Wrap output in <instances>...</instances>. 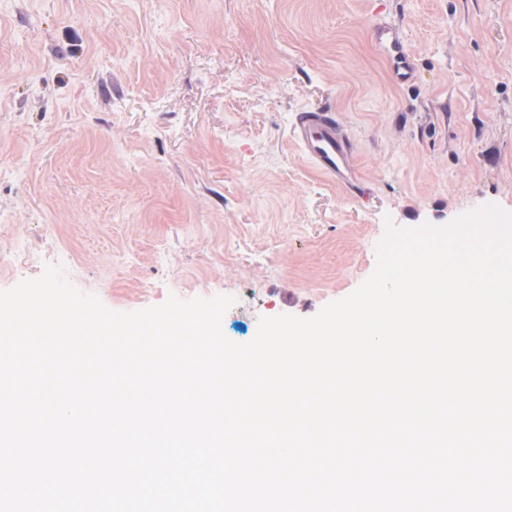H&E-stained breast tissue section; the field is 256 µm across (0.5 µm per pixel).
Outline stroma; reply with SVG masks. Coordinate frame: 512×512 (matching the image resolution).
I'll return each instance as SVG.
<instances>
[{
	"mask_svg": "<svg viewBox=\"0 0 512 512\" xmlns=\"http://www.w3.org/2000/svg\"><path fill=\"white\" fill-rule=\"evenodd\" d=\"M324 108L359 191L291 133ZM489 202L512 211V0H0V290L52 263L120 312L230 295L245 344L352 293L387 223ZM375 35L378 42L383 44L387 54L394 59V73L398 79L407 80L410 75V63L408 53L401 41L394 37V32L387 26L376 28Z\"/></svg>",
	"mask_w": 512,
	"mask_h": 512,
	"instance_id": "1",
	"label": "stroma"
}]
</instances>
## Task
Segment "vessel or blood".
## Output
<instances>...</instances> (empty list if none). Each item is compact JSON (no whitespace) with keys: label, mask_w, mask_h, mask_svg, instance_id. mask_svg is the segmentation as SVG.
<instances>
[{"label":"vessel or blood","mask_w":512,"mask_h":512,"mask_svg":"<svg viewBox=\"0 0 512 512\" xmlns=\"http://www.w3.org/2000/svg\"><path fill=\"white\" fill-rule=\"evenodd\" d=\"M375 35L387 54L393 58L394 72L398 79L407 80L410 63L401 41L395 38L392 29L387 26L376 28ZM293 130L305 154L319 171L345 183L352 180L353 168L350 159L353 147L340 134L334 113L327 109L298 112L293 122Z\"/></svg>","instance_id":"b4317fda"}]
</instances>
